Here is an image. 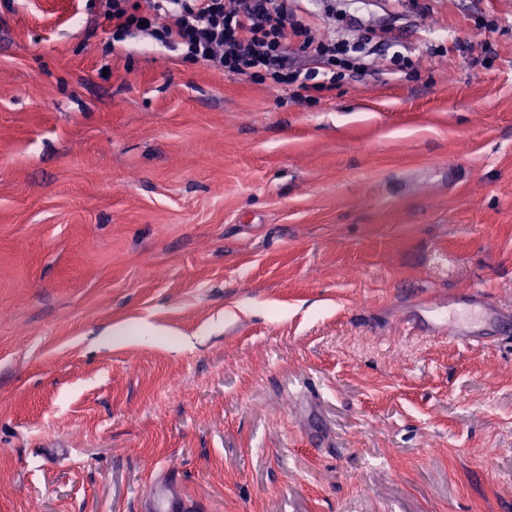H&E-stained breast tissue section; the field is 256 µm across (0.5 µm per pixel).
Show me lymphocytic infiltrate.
Listing matches in <instances>:
<instances>
[{"instance_id":"lymphocytic-infiltrate-1","label":"lymphocytic infiltrate","mask_w":512,"mask_h":512,"mask_svg":"<svg viewBox=\"0 0 512 512\" xmlns=\"http://www.w3.org/2000/svg\"><path fill=\"white\" fill-rule=\"evenodd\" d=\"M98 7L113 39L141 31L182 61L287 89L302 102L367 68L366 42L337 37L288 0H98Z\"/></svg>"}]
</instances>
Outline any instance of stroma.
<instances>
[{"mask_svg": "<svg viewBox=\"0 0 512 512\" xmlns=\"http://www.w3.org/2000/svg\"><path fill=\"white\" fill-rule=\"evenodd\" d=\"M422 2L309 104L0 0V512H512V330L416 323L512 307V0ZM434 335H443L442 338L447 339L448 343H458L464 347L485 346L488 340L484 336H463L454 326L448 324L436 325L433 328ZM445 335V336H444ZM448 335V336H447ZM147 510L151 512H189L191 506L171 483L159 481L151 489Z\"/></svg>", "mask_w": 512, "mask_h": 512, "instance_id": "1", "label": "stroma"}]
</instances>
